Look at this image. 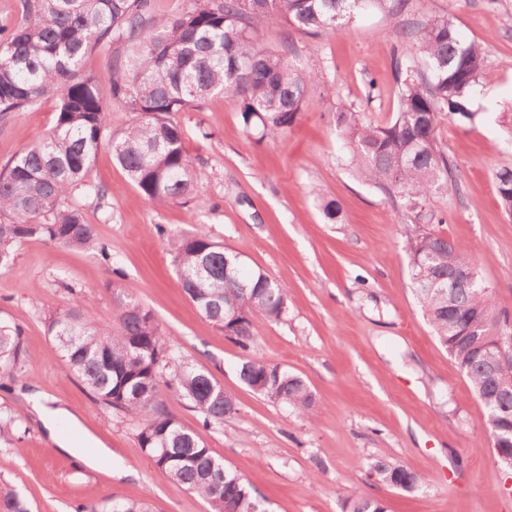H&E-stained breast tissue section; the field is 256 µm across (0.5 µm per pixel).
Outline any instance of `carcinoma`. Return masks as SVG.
Segmentation results:
<instances>
[{"instance_id": "carcinoma-1", "label": "carcinoma", "mask_w": 512, "mask_h": 512, "mask_svg": "<svg viewBox=\"0 0 512 512\" xmlns=\"http://www.w3.org/2000/svg\"><path fill=\"white\" fill-rule=\"evenodd\" d=\"M407 0H185L180 12L158 27L150 0H19V17L0 24V115L21 112L45 97L59 99L56 125L18 153L0 171V270L13 264L18 247L41 238L81 250L105 251L97 228L80 210L62 205L73 189L87 185L93 159L107 146L143 200L164 206L187 200L205 179L186 149L179 112L201 110L209 96L240 103L246 131L276 141L296 121L316 85V75L282 53L261 47L256 31L271 17L306 32L341 31L369 10L399 13ZM123 43L108 79L111 100L134 120L114 132L106 120L100 80L83 70L97 48ZM416 57L429 79L411 65L400 81L397 111L383 124L358 112H336L339 134L352 147L359 176L403 197L414 212L440 188L460 191L452 167L438 147L442 114L467 115L487 59L482 45L465 41L448 18L427 23L416 34ZM500 206L512 215V168L495 172ZM424 224H409V267L416 298L440 344L469 379L485 409L493 447L512 397L495 395L484 370L487 352L509 348L512 338L496 329L495 302L480 278L448 283V273L473 271L467 249ZM181 287L200 313L243 349L254 324L279 321L288 309V286L261 269L245 272L240 254L205 234L169 239ZM86 298L55 312L47 332L58 343L67 370L94 397L118 412L140 414L139 447L172 480L197 493L209 512H266L263 497L215 456L199 433L185 427L159 402L166 389L194 409L206 428L221 426L238 412L235 398L205 369L185 361L162 334L149 309L130 290L118 297V322L101 327L87 313ZM30 362L21 330L0 322V390H11ZM240 381L272 403L312 419L316 402L307 383L288 369L244 357ZM501 448V447H499ZM501 454L512 456V447ZM368 479L411 491L418 473L376 458ZM0 512H30L13 492L0 493ZM75 512H153L144 500H114L77 506ZM342 512H386L383 501L348 496Z\"/></svg>"}]
</instances>
